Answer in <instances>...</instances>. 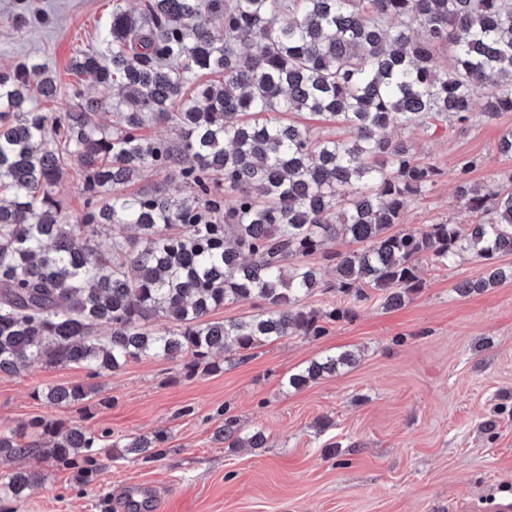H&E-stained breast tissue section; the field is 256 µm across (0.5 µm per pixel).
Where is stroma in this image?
Wrapping results in <instances>:
<instances>
[{
  "instance_id": "obj_1",
  "label": "stroma",
  "mask_w": 512,
  "mask_h": 512,
  "mask_svg": "<svg viewBox=\"0 0 512 512\" xmlns=\"http://www.w3.org/2000/svg\"><path fill=\"white\" fill-rule=\"evenodd\" d=\"M141 0H0V67L46 62L65 83L80 51L99 47L113 11L139 13ZM37 21L19 28L13 15ZM512 112L466 129L423 126L408 136L415 155L444 175L406 203L402 226L471 224L455 194L472 181L495 185L512 171L496 152ZM423 288L399 308L371 301L319 337L288 336L247 361L225 354L224 368L186 375L182 361L144 358L101 378L99 400L53 407L36 391L87 383L86 370L40 365L0 375V427L37 418L81 424L118 441L162 430L160 457L146 462L100 454L94 482L32 455L0 458V474L24 467L41 486L18 512H494L512 501V282L467 297L454 291L480 276L466 258L420 265ZM355 351L341 374L300 390L289 374L322 354ZM262 428L264 448L214 441L225 416ZM496 418L494 433L484 422Z\"/></svg>"
}]
</instances>
